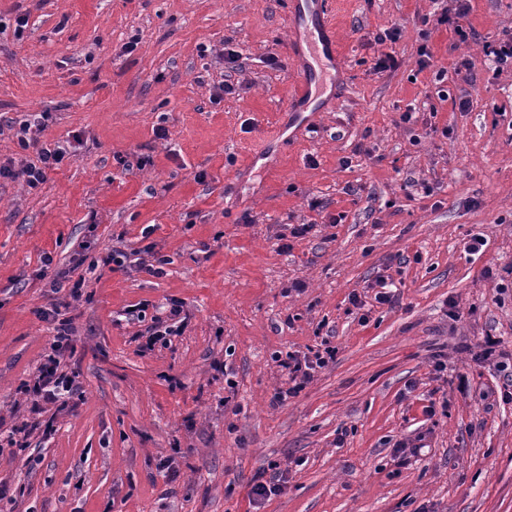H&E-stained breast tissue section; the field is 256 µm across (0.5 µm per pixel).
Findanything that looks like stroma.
<instances>
[{"mask_svg":"<svg viewBox=\"0 0 512 512\" xmlns=\"http://www.w3.org/2000/svg\"><path fill=\"white\" fill-rule=\"evenodd\" d=\"M450 5L335 0L344 76L297 110L290 0H0V163L32 159L11 126L30 112L41 141L81 137L39 188L0 179V433L31 420L19 388L64 300L83 389L48 406L51 438L0 454V512H512V402L475 358L491 335L512 368V70L481 62L512 0H469L463 43L420 24ZM149 245L163 276L87 267ZM71 266L73 300L50 286ZM172 299L181 335L140 352L131 309ZM325 344L289 393L278 356Z\"/></svg>","mask_w":512,"mask_h":512,"instance_id":"obj_1","label":"stroma"}]
</instances>
